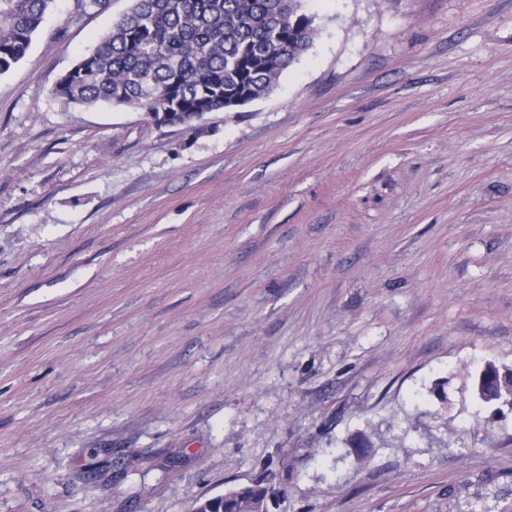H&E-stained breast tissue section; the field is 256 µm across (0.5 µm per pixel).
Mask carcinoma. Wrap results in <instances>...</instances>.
<instances>
[{"mask_svg": "<svg viewBox=\"0 0 512 512\" xmlns=\"http://www.w3.org/2000/svg\"><path fill=\"white\" fill-rule=\"evenodd\" d=\"M54 0H0V74L24 58ZM104 0H76L72 18ZM314 18L303 0H132L99 44L65 73L54 94L147 113L224 110V94L257 99L308 49ZM258 481L229 512L266 499Z\"/></svg>", "mask_w": 512, "mask_h": 512, "instance_id": "cac0c4a2", "label": "carcinoma"}]
</instances>
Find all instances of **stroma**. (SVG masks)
<instances>
[{
	"label": "stroma",
	"instance_id": "1",
	"mask_svg": "<svg viewBox=\"0 0 512 512\" xmlns=\"http://www.w3.org/2000/svg\"><path fill=\"white\" fill-rule=\"evenodd\" d=\"M0 74V512H512V0H304L308 50L195 128ZM268 495V487L262 481H258L247 490L245 496L241 501L234 502L233 505L225 507L228 511H234V508L239 509L240 512H250L249 510L256 503H260L266 499Z\"/></svg>",
	"mask_w": 512,
	"mask_h": 512
}]
</instances>
